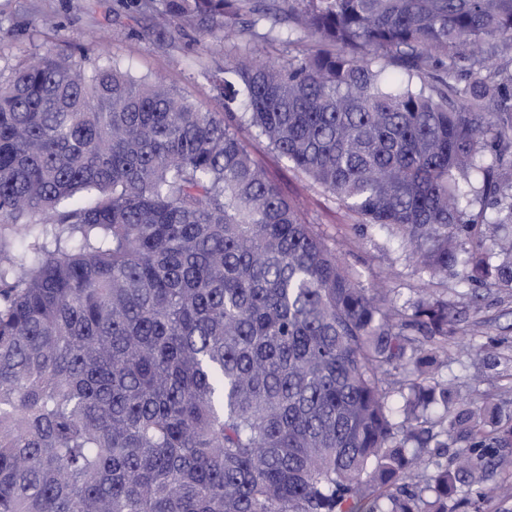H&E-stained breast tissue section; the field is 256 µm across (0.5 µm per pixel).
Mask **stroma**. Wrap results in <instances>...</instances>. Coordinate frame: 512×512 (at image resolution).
<instances>
[{
	"mask_svg": "<svg viewBox=\"0 0 512 512\" xmlns=\"http://www.w3.org/2000/svg\"><path fill=\"white\" fill-rule=\"evenodd\" d=\"M315 41L290 42L285 25L269 37L243 36L240 53L271 63L319 51ZM70 54L88 62L115 58L139 77H160L205 110L220 112L224 99L209 81L221 69L226 51L219 35L188 27L158 30L151 11L134 0H0V79L8 78L25 57L36 53ZM244 140L256 163L352 269L360 286L387 288L398 305L419 296L447 301L458 311L455 333L448 338V363L437 377L454 381L460 397L481 401L512 400V293L485 288L471 300L457 278L431 277L418 265L411 247L386 232L360 230L357 217L334 197L288 166L266 141L253 133ZM491 353L499 362L498 379L482 370L477 354Z\"/></svg>",
	"mask_w": 512,
	"mask_h": 512,
	"instance_id": "35a3bbf8",
	"label": "stroma"
}]
</instances>
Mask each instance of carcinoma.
<instances>
[{"label": "carcinoma", "mask_w": 512, "mask_h": 512, "mask_svg": "<svg viewBox=\"0 0 512 512\" xmlns=\"http://www.w3.org/2000/svg\"><path fill=\"white\" fill-rule=\"evenodd\" d=\"M157 13L222 33L243 111L112 59L0 80V512H459L512 412L436 378L448 303L361 287L242 132L430 275L512 291V0ZM268 21L335 51L237 53Z\"/></svg>", "instance_id": "1"}]
</instances>
